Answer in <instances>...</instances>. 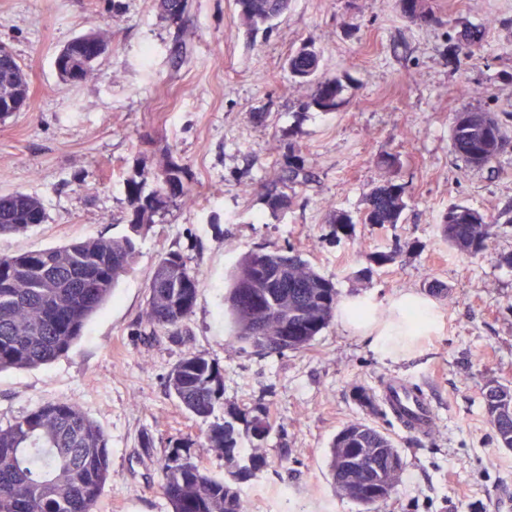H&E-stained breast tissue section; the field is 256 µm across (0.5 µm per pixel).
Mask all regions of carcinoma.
Returning a JSON list of instances; mask_svg holds the SVG:
<instances>
[{
	"label": "carcinoma",
	"mask_w": 512,
	"mask_h": 512,
	"mask_svg": "<svg viewBox=\"0 0 512 512\" xmlns=\"http://www.w3.org/2000/svg\"><path fill=\"white\" fill-rule=\"evenodd\" d=\"M239 17L251 32L269 30L288 11L289 0H235ZM403 16L418 27L441 23L426 0H399ZM162 15L181 20L186 0H158ZM484 32L470 27L458 32L455 53L467 54L483 41ZM320 52L305 43L286 60L298 85L315 86L311 103L322 112L340 105L341 81L320 73ZM28 92L24 68L0 45V90ZM453 152L472 167H490L506 144L502 123L489 112H461L451 130ZM305 160L288 158L282 179L302 184L311 178ZM156 188L144 191L147 180ZM268 208L277 212L291 197L270 183L260 187ZM130 215L127 233L89 238L14 255H0V372L30 369L67 355L82 337L88 320L112 297L120 279L139 255L138 240L155 215L179 199L193 201L184 169L167 155L153 171L142 170L126 180ZM407 186L388 180L364 198L358 219L333 212V236H348L355 223L393 227L407 207ZM46 209L31 194L0 195V235L20 234L46 223ZM448 245L461 255H483L490 249L492 223L477 210L453 204L441 217ZM202 280L183 256L166 253L158 259L148 286L144 312L150 333L182 335L193 313ZM339 294L332 279L320 274L293 247L247 252L230 272L224 296L232 343L260 356L307 350L332 322ZM167 386L184 410L203 424L196 438L171 445L162 465V491L170 512H248L236 481L268 465L262 454L243 455L241 436L263 447L275 429L268 409L233 420L218 419L223 406L224 368L204 354L186 350L167 376ZM353 400L384 414L376 392L364 385L351 390ZM485 407L501 448L512 449V411L494 416L512 404V387L489 380L482 390ZM224 455L226 467L237 468L233 480L208 473L195 460L192 446ZM363 448L366 468L336 466V449ZM403 467L389 434L355 420L344 425L330 445L329 469L337 488L372 487L392 478L393 465ZM112 478L109 439L104 430L75 403L38 406L6 428H0V512H95Z\"/></svg>",
	"instance_id": "obj_1"
}]
</instances>
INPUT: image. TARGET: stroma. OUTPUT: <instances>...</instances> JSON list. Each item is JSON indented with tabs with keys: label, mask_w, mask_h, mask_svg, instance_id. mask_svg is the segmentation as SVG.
I'll use <instances>...</instances> for the list:
<instances>
[{
	"label": "stroma",
	"mask_w": 512,
	"mask_h": 512,
	"mask_svg": "<svg viewBox=\"0 0 512 512\" xmlns=\"http://www.w3.org/2000/svg\"><path fill=\"white\" fill-rule=\"evenodd\" d=\"M428 3L440 22L418 27L398 0H292L265 35L241 25L234 0H187L180 21L162 17L157 0H119L115 12L98 0H0V42L30 85L27 110L0 121V195L32 194L48 214L0 236L1 254L122 234L127 178L167 152L195 191L192 203L155 216L134 270L66 356L0 372V427L66 400L105 431L112 478L95 512H170L161 491L168 443L199 432L166 382L189 348L224 368L217 417L265 406L278 425L262 449L267 467L240 484L249 512H358L328 467L332 438L354 418L389 432L404 460L376 512H512V450L498 447L482 397L487 380L512 385V266L503 261L512 254V0ZM466 25L484 28V41L453 55L450 38ZM97 29L111 33L110 50L87 80L62 82L55 56ZM306 42L343 84L336 111L310 106L312 88L295 87L285 66ZM467 111L503 124L509 143L494 167L467 166L452 150L453 123ZM293 153L313 178L288 185L290 206L271 212L260 187ZM389 154L399 168L381 165ZM388 180L408 187L400 224L331 237L332 212L358 215ZM455 203L492 219L488 254L466 257L443 240L440 216ZM287 246L331 278L341 300L365 298L385 313L416 293L430 297L434 324L397 362L338 318L302 352L262 357L230 346L232 268L245 252ZM395 246L393 264L365 259ZM169 251L203 286L183 335L152 336L140 324L154 266ZM432 280L447 295L431 294ZM397 378L431 398L429 435L350 398L354 385L378 390Z\"/></svg>",
	"instance_id": "stroma-1"
}]
</instances>
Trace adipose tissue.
<instances>
[{"instance_id":"ef3b65f1","label":"adipose tissue","mask_w":512,"mask_h":512,"mask_svg":"<svg viewBox=\"0 0 512 512\" xmlns=\"http://www.w3.org/2000/svg\"><path fill=\"white\" fill-rule=\"evenodd\" d=\"M340 318L353 332L369 339L384 359L398 360L403 352L402 337L416 335L433 319V304L423 296L407 294L394 301L388 317H380L376 305L366 299H352L340 307Z\"/></svg>"}]
</instances>
